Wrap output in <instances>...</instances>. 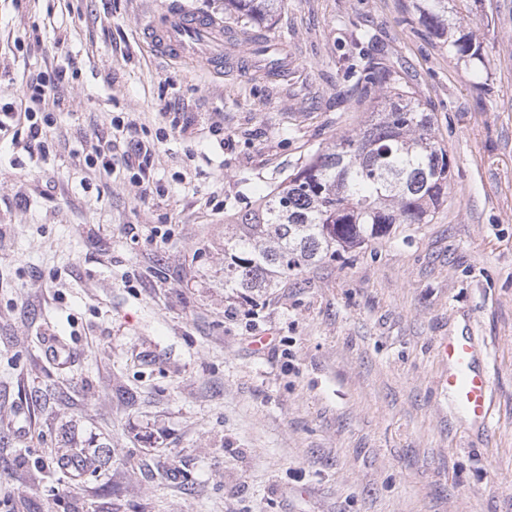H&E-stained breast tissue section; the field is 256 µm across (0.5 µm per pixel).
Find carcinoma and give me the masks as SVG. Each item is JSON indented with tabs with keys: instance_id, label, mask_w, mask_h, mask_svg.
Wrapping results in <instances>:
<instances>
[{
	"instance_id": "cac0c4a2",
	"label": "carcinoma",
	"mask_w": 512,
	"mask_h": 512,
	"mask_svg": "<svg viewBox=\"0 0 512 512\" xmlns=\"http://www.w3.org/2000/svg\"><path fill=\"white\" fill-rule=\"evenodd\" d=\"M282 0H224L235 20L263 27ZM449 0H414L419 21L457 60L487 71L491 60L461 32ZM370 116L305 158L251 208L231 214L224 238V290L271 294L283 279L326 258L390 234L396 224H427L453 178L448 149L434 135L435 114L377 57L355 72Z\"/></svg>"
}]
</instances>
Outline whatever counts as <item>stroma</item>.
I'll use <instances>...</instances> for the list:
<instances>
[{"label": "stroma", "instance_id": "1", "mask_svg": "<svg viewBox=\"0 0 512 512\" xmlns=\"http://www.w3.org/2000/svg\"><path fill=\"white\" fill-rule=\"evenodd\" d=\"M171 4L243 30L224 0H0V109L78 62L49 154L0 134V512H512V0L461 11L481 77L412 0H284L260 30L288 51L274 79L156 53L140 23ZM365 53L433 109L445 202L230 298L225 216L362 125ZM115 117L147 181L86 166ZM465 330L491 353L488 437L437 385V340Z\"/></svg>", "mask_w": 512, "mask_h": 512}]
</instances>
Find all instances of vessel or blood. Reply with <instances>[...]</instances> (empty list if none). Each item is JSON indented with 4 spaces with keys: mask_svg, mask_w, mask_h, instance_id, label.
<instances>
[{
    "mask_svg": "<svg viewBox=\"0 0 512 512\" xmlns=\"http://www.w3.org/2000/svg\"><path fill=\"white\" fill-rule=\"evenodd\" d=\"M145 30L152 44L170 59L191 65L200 63L216 71L223 70L225 55L233 54L236 49L235 44L225 43L222 23L199 17L178 6L152 14ZM246 43L251 49L249 58L259 74H278L285 63L280 56L281 46H274L278 58L272 63L263 52L262 37L247 36ZM436 354L448 367L441 386L448 395L450 408L460 419L483 433H490L494 409L489 349L464 332L441 340Z\"/></svg>",
    "mask_w": 512,
    "mask_h": 512,
    "instance_id": "b4317fda",
    "label": "vessel or blood"
}]
</instances>
